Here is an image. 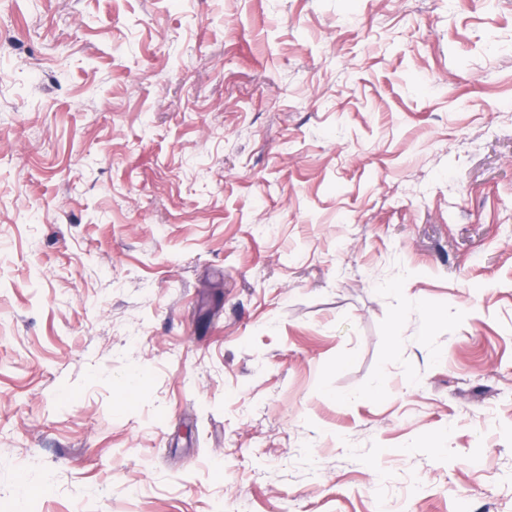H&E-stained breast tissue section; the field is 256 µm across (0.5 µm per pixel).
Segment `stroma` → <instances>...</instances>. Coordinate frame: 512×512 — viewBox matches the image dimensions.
I'll list each match as a JSON object with an SVG mask.
<instances>
[{
	"instance_id": "1",
	"label": "stroma",
	"mask_w": 512,
	"mask_h": 512,
	"mask_svg": "<svg viewBox=\"0 0 512 512\" xmlns=\"http://www.w3.org/2000/svg\"><path fill=\"white\" fill-rule=\"evenodd\" d=\"M512 512V0H0V512Z\"/></svg>"
}]
</instances>
